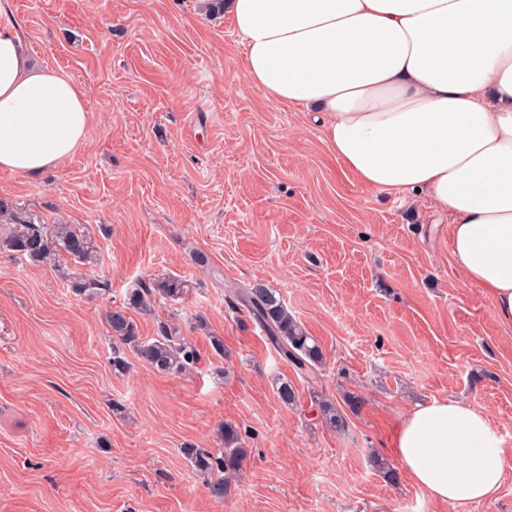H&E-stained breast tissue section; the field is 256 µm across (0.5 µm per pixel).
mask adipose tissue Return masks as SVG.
<instances>
[{"label":"adipose tissue","instance_id":"ef3b65f1","mask_svg":"<svg viewBox=\"0 0 512 512\" xmlns=\"http://www.w3.org/2000/svg\"><path fill=\"white\" fill-rule=\"evenodd\" d=\"M245 75L315 109L366 188L424 193L451 214L452 254L512 326V0H228ZM84 90L38 68L0 24V169L37 174L86 139ZM393 453L442 504L494 498L507 459L485 413L448 397L398 423Z\"/></svg>","mask_w":512,"mask_h":512}]
</instances>
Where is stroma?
<instances>
[{
    "instance_id": "obj_1",
    "label": "stroma",
    "mask_w": 512,
    "mask_h": 512,
    "mask_svg": "<svg viewBox=\"0 0 512 512\" xmlns=\"http://www.w3.org/2000/svg\"><path fill=\"white\" fill-rule=\"evenodd\" d=\"M6 21L32 63L84 89L91 125L41 174L1 169L0 205L80 228L93 263L0 249V512H512V328L457 266L449 215L361 186L312 113L248 83L238 34L203 0H0ZM88 272L98 294L74 289ZM171 275L183 298L132 318L146 339L168 323L198 361L159 373L126 349L113 371L107 312ZM257 285L323 347L313 374L229 305ZM448 397L482 410L507 452L492 500L441 505L373 465L395 463L416 404ZM226 422L247 456L218 501L183 448L218 451Z\"/></svg>"
}]
</instances>
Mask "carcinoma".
<instances>
[{
  "label": "carcinoma",
  "instance_id": "carcinoma-1",
  "mask_svg": "<svg viewBox=\"0 0 512 512\" xmlns=\"http://www.w3.org/2000/svg\"><path fill=\"white\" fill-rule=\"evenodd\" d=\"M7 248L27 256L33 262H44L56 258L59 251L85 262L92 260L88 240L69 224H56L49 232L40 224L23 221L0 209V249ZM186 293V284L179 276H169L155 281L148 288H134L127 296L126 306L113 308L107 314V324L115 342L113 366L125 370V362L119 357L120 349L129 348L144 365L159 372H178L193 366L198 360L194 345L173 335L166 323L158 325V336L144 339L130 315L132 310H146L153 296L158 294L178 300ZM228 301L237 310L246 311L263 329L270 342L286 360L305 374L322 366L324 352L318 341L288 312L282 300L270 288H235L228 290ZM279 400L285 406L297 402L296 388L288 379L276 383ZM320 414L326 427L338 431L346 421L336 406L328 401L318 402ZM220 436L224 448L213 453L205 448L188 444L183 452L192 467L206 477L211 497L222 500L237 476L246 458L236 427L221 425Z\"/></svg>",
  "mask_w": 512,
  "mask_h": 512
}]
</instances>
